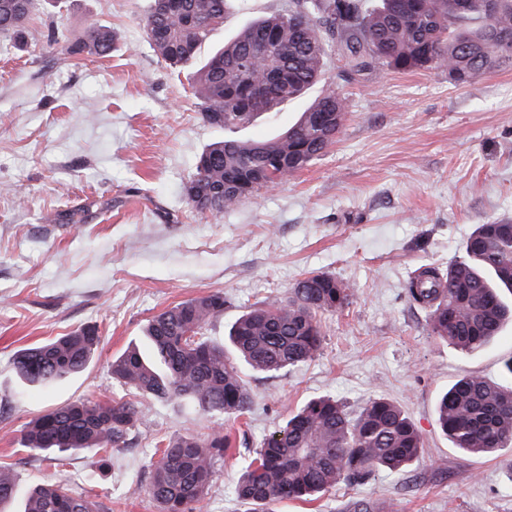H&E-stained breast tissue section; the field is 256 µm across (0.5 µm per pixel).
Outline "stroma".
<instances>
[{
    "label": "stroma",
    "mask_w": 512,
    "mask_h": 512,
    "mask_svg": "<svg viewBox=\"0 0 512 512\" xmlns=\"http://www.w3.org/2000/svg\"><path fill=\"white\" fill-rule=\"evenodd\" d=\"M287 7L234 0L208 44ZM147 10L148 0H62L30 20L25 44L0 36V466L19 493L54 479L108 512H158L134 488L159 443L220 424L233 444L200 512H243L235 486L255 449L289 412L327 395L354 413L376 398L398 404L421 434L419 459L276 512H349L357 500L391 512H512V448L464 454L436 414L461 377L512 381L503 372L512 326L465 353L434 336L427 311L406 294L417 268L447 269L476 225L512 217V67L464 84L444 68H384L342 84L347 114L335 144L214 218L190 210L185 187L198 155L224 133L201 120L186 77L163 70L144 36ZM92 23L118 33L110 57L69 58L46 43L50 26L77 38ZM318 93L259 117L243 136L287 129ZM73 209L80 222L56 223ZM311 272L347 282L352 296L323 316L314 359L272 375L244 372L254 401L243 417L220 422L113 379L112 358L163 309L223 292L224 316L208 331L220 343L249 306L285 296ZM88 325L101 340L83 372L49 386L20 379L19 351ZM79 399L147 409L105 471L87 451L60 465L21 446L34 417Z\"/></svg>",
    "instance_id": "1"
}]
</instances>
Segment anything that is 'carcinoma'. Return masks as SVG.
<instances>
[{
	"mask_svg": "<svg viewBox=\"0 0 512 512\" xmlns=\"http://www.w3.org/2000/svg\"><path fill=\"white\" fill-rule=\"evenodd\" d=\"M42 0H0V33L24 39ZM230 0H150L144 34L164 68L187 73L202 119L230 135L198 157L185 195L188 206L217 217L308 167L336 142L346 117L345 97L326 81V57L338 53L341 79L354 82L387 67L397 72L445 67L462 82L512 66V0H499L487 17L458 0H290L288 11L257 18L206 59L201 52L224 25ZM114 32L90 24L67 42L70 57H108ZM323 84L297 123L268 140L232 136L256 117L276 111ZM324 115L317 128L311 120ZM512 220L478 224L461 255L444 272L420 269L408 283L410 299L428 309L431 332L466 352H477L512 322ZM350 285L324 273L299 279L284 298L252 306L229 327L224 344L207 336L224 314V293L209 292L153 316L145 335L147 360L136 346L112 360V379L157 400L181 399L205 414L238 418L253 401L241 369L277 373L311 360L322 345L321 316L341 309ZM100 344L98 330L83 327L22 350L16 369L28 382L50 385L82 371ZM439 427L455 448L494 455L512 446V386L481 376L458 379L437 404ZM146 418L130 401L81 400L32 419L23 434L30 453L94 450L104 470L111 453ZM231 445L214 428L202 437L181 436L159 447L149 478L138 490L158 512H196ZM422 438L393 402L378 398L353 414L332 397H318L292 412L263 439L235 488L247 512L314 497L337 484L360 485L377 471L399 472L419 458ZM17 484L0 468V512ZM23 512H104V507L54 480L28 494Z\"/></svg>",
	"mask_w": 512,
	"mask_h": 512,
	"instance_id": "1",
	"label": "carcinoma"
}]
</instances>
